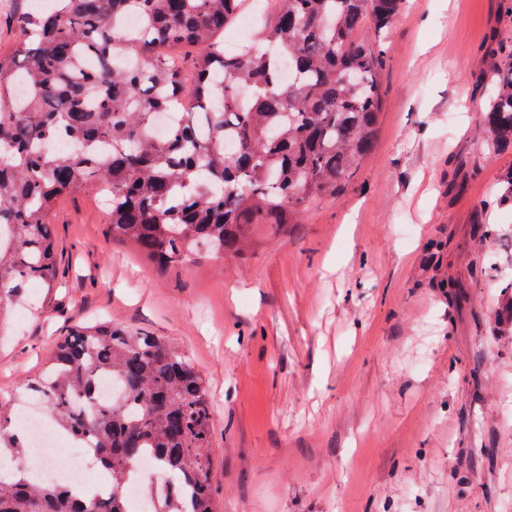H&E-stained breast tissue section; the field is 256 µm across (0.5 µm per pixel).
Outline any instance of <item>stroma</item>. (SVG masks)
<instances>
[{
  "label": "stroma",
  "mask_w": 512,
  "mask_h": 512,
  "mask_svg": "<svg viewBox=\"0 0 512 512\" xmlns=\"http://www.w3.org/2000/svg\"><path fill=\"white\" fill-rule=\"evenodd\" d=\"M383 49L374 149L301 223L258 225L245 258L158 268L92 189L62 195L61 284L14 300L0 412L27 401L57 340L111 321L202 371L221 512H512V341L489 331L512 210L484 206L512 151L489 152L481 124L512 0H405ZM485 223L500 227L488 251Z\"/></svg>",
  "instance_id": "stroma-1"
}]
</instances>
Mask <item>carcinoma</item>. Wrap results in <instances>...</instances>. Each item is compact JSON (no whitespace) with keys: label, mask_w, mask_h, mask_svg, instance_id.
<instances>
[{"label":"carcinoma","mask_w":512,"mask_h":512,"mask_svg":"<svg viewBox=\"0 0 512 512\" xmlns=\"http://www.w3.org/2000/svg\"><path fill=\"white\" fill-rule=\"evenodd\" d=\"M403 0H271L253 41L224 49L246 0H56L18 23L30 41L0 56V315L31 283L56 286L49 213L97 184L112 234L159 266L205 246L242 257L255 224H297L310 200L336 198L372 151L381 43ZM139 15L133 30L121 26ZM288 57L283 80L281 56ZM27 93L17 96L19 83ZM489 145L512 148V56L486 77ZM174 123L154 136V116ZM55 138L83 145L62 155ZM491 323L512 335V283ZM110 377L112 399L95 397ZM64 433L87 439L111 480L97 496L67 484L0 478V512H131L146 452L168 481L152 512H217L211 413L201 370L158 336L112 323L73 330L30 384ZM0 415V448L26 447Z\"/></svg>","instance_id":"cac0c4a2"}]
</instances>
